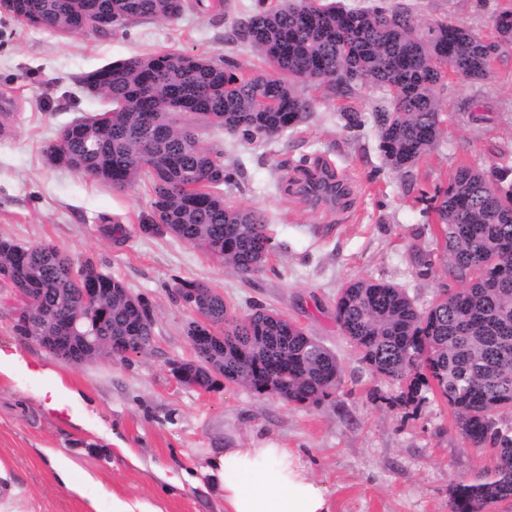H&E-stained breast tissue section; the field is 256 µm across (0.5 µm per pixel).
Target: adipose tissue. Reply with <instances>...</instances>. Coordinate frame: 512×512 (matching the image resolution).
Listing matches in <instances>:
<instances>
[{
    "label": "adipose tissue",
    "mask_w": 512,
    "mask_h": 512,
    "mask_svg": "<svg viewBox=\"0 0 512 512\" xmlns=\"http://www.w3.org/2000/svg\"><path fill=\"white\" fill-rule=\"evenodd\" d=\"M215 465L224 512H333L326 485L292 448H225Z\"/></svg>",
    "instance_id": "obj_1"
}]
</instances>
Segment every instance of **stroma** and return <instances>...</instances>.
Instances as JSON below:
<instances>
[{
  "mask_svg": "<svg viewBox=\"0 0 512 512\" xmlns=\"http://www.w3.org/2000/svg\"><path fill=\"white\" fill-rule=\"evenodd\" d=\"M389 3L421 26L449 20L488 41L497 38L495 14L512 8V0ZM260 4L188 0L175 21L134 22L108 36L60 35L0 12V100L9 103L0 118V239L50 244L74 262L92 261L147 299L154 318L153 341L142 352L77 366L17 334L15 302L0 290V348L45 370L37 385L24 373L0 371V512H111L116 497L148 512H224L220 482L205 470L228 444L298 450L328 487L334 512H450L453 487L491 467L489 452L466 443L435 391L403 401L398 385L359 359L336 323L334 301L361 278L398 285L421 309L456 288L421 197L446 187L460 165L512 166V47L492 60L486 79L451 75L436 86L441 134L405 172L391 171L379 150L373 109L381 93L364 84L347 98L302 85L310 115L272 139L247 143L223 128L199 127L203 144L234 172L216 194L261 211L275 243L263 270L247 279L169 232H145L148 181L116 190L46 158L60 129L111 109L82 84L109 62L178 50L266 71L237 35ZM347 109L358 113L360 127L345 128ZM319 162L346 189V205L284 193L297 167ZM107 219L125 227L122 240L101 235ZM418 254L432 259L429 274H419ZM181 278L210 285L236 315L263 305L316 337L341 364L333 397L296 405L227 383L208 391L178 384L174 364L193 355L185 332L193 314L169 293ZM58 383L84 398L76 418L45 411L36 398L38 385ZM59 453L71 461L78 491L58 484L52 459Z\"/></svg>",
  "mask_w": 512,
  "mask_h": 512,
  "instance_id": "35a3bbf8",
  "label": "stroma"
}]
</instances>
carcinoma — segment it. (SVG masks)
Listing matches in <instances>:
<instances>
[{"label": "carcinoma", "mask_w": 512, "mask_h": 512, "mask_svg": "<svg viewBox=\"0 0 512 512\" xmlns=\"http://www.w3.org/2000/svg\"><path fill=\"white\" fill-rule=\"evenodd\" d=\"M4 12L55 33L88 30L109 35L145 20H173L186 0H4ZM105 15L110 25L94 24ZM243 37L271 72L244 75L229 58L165 52L109 62L90 72L98 94L112 101L104 121L93 117L62 128L46 148L48 161L114 189L146 177L153 190L151 222L180 241L224 261L242 278L262 270L274 244L265 217L229 207L208 188L233 173L221 154L204 147L183 114L224 128L245 142L272 138L303 122L311 102L298 89L320 82L337 94L370 84L382 92L374 110L379 150L394 171L413 165L437 140L443 113L435 94L449 69L471 79L487 75L508 42H486L453 23L423 30L398 7L381 3L345 9L334 3L291 0L267 6L243 23ZM512 169L459 166L448 186L425 198L441 227L449 272L462 288L418 309L396 285L348 282L336 296V323L362 362L414 399L425 387L447 402L466 442L487 449L488 473L451 493L452 512H496L512 500ZM299 192H339L323 166L302 169ZM0 286L28 289L30 316L14 329L43 347L57 336L79 335L55 355L83 365L117 350L150 346L149 304L92 261L76 264L56 247L0 240ZM86 288H103L97 310L74 332ZM171 294L202 319L189 336L212 340L192 360L174 367L190 384H228L319 405L341 384L336 355L283 314L264 307L239 317L224 296L195 279L175 281Z\"/></svg>", "instance_id": "carcinoma-1"}]
</instances>
